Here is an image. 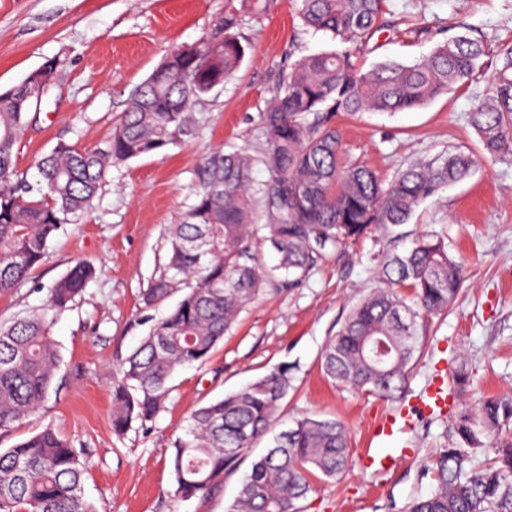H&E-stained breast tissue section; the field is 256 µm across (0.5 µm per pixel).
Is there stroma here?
<instances>
[{"mask_svg": "<svg viewBox=\"0 0 512 512\" xmlns=\"http://www.w3.org/2000/svg\"><path fill=\"white\" fill-rule=\"evenodd\" d=\"M237 0H0V88L21 82L47 59L60 58L38 112L14 147L18 171L57 144L102 145L132 92L173 49L217 34ZM298 0H274L261 14L243 13L238 30L246 47L235 77L192 109L196 132L163 152L112 165L78 223L66 225L45 262L19 288L0 293V322L42 310L49 288L76 262L95 278L55 313L51 336L60 355L48 400L30 422L0 438L9 447L53 424L84 448V491L97 512H226L251 467L244 458L205 500L174 497L171 443L190 414L241 389L282 364L293 365V388L277 429L304 414L341 421L348 432L351 468L337 480L317 481L303 512H403L427 494L424 466L453 440L459 410L491 395L512 396V162L481 160L470 112L494 81L486 69L465 86L425 106L366 112L336 123L350 157L392 179L409 162L456 147L478 162L441 197L421 202L409 222L374 229L341 256L329 257L304 287L267 290L241 313L213 357L177 369L163 411L150 430L112 432V374L175 298L145 307L141 295L162 271L167 227L180 223L200 188L205 160L216 151L259 156L267 142L260 116L275 94L278 75L299 59L335 48L329 35L302 27ZM391 29L377 34L358 59L363 69L391 59L409 63L448 37L463 33L490 46L512 42V0H390ZM445 237L448 253L467 278L446 313L418 322L424 341L408 380V397L433 378L465 367L472 378L448 397V411L422 418L402 433L405 445L387 471L366 467L369 434L396 403L335 386L321 354L350 308L379 284L380 256L404 251L421 233Z\"/></svg>", "mask_w": 512, "mask_h": 512, "instance_id": "1", "label": "stroma"}]
</instances>
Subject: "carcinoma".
<instances>
[{
  "label": "carcinoma",
  "mask_w": 512,
  "mask_h": 512,
  "mask_svg": "<svg viewBox=\"0 0 512 512\" xmlns=\"http://www.w3.org/2000/svg\"><path fill=\"white\" fill-rule=\"evenodd\" d=\"M389 0H300L303 26L344 45L307 56L281 71L275 96L262 113L267 148L213 155L186 218L169 228L165 272L142 294L144 306L182 292L173 310L156 321L112 380V430L155 421L183 366L207 363L246 305L267 287H300L312 269L343 252L374 227L405 224L415 206L440 196L472 167L471 154L452 151L413 163L389 181L371 169L342 162L346 153L333 118L364 112H400L467 84L495 67L489 97L470 113L484 157L512 161V45L488 46L457 35L411 63L386 60L364 71L357 55L389 26ZM235 13L224 36L170 52L136 90L103 145H62L36 164L37 179L19 175L13 148L31 100L20 86L0 89V292L25 283L46 257L51 241L86 211L114 163L161 152L194 132L191 108L212 88L232 79L245 55ZM262 165L271 181L254 187ZM260 197L266 223L254 220ZM268 245L278 261L260 262ZM94 269L79 262L49 289L43 312L0 323V434L34 415L50 394L59 354L49 312L81 294ZM382 284L357 303L322 352L325 376L341 387L385 399H402L418 351L416 318L440 315L464 282L462 266L445 239L423 233L387 258ZM413 290V301L397 287ZM375 340L389 347L387 363L371 354ZM293 368L282 365L239 391L195 409L173 443L170 468L183 501L206 498L224 482L255 443L267 435L292 387ZM512 424V397H491L456 416V441L437 452L427 471L435 481L404 512H512V439L496 441ZM495 454L491 463L480 457ZM344 425L304 415L273 436L253 461L226 512H302L312 480H334L350 467ZM87 462L82 450L54 426L0 448V512H96L83 493Z\"/></svg>",
  "instance_id": "obj_1"
}]
</instances>
